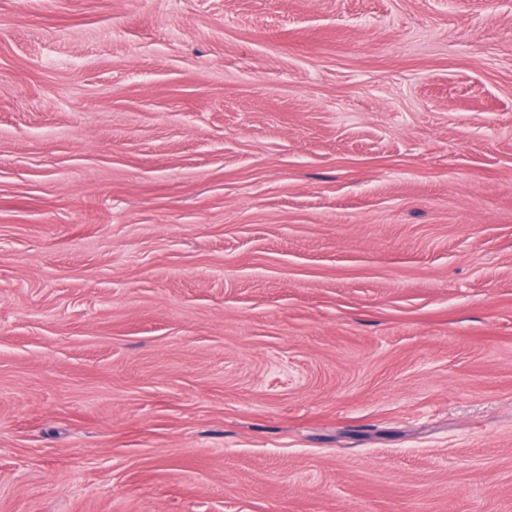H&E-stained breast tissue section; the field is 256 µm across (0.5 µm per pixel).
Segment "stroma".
Wrapping results in <instances>:
<instances>
[{"instance_id":"35a3bbf8","label":"stroma","mask_w":512,"mask_h":512,"mask_svg":"<svg viewBox=\"0 0 512 512\" xmlns=\"http://www.w3.org/2000/svg\"><path fill=\"white\" fill-rule=\"evenodd\" d=\"M0 512H512V0H0Z\"/></svg>"}]
</instances>
